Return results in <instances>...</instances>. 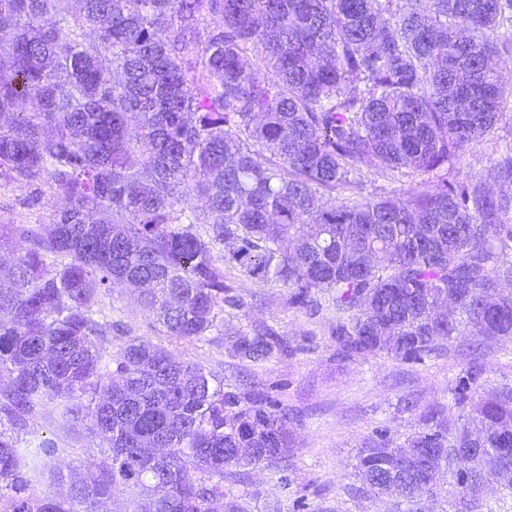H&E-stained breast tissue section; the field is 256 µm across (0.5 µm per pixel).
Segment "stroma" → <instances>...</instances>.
Returning a JSON list of instances; mask_svg holds the SVG:
<instances>
[{
	"mask_svg": "<svg viewBox=\"0 0 512 512\" xmlns=\"http://www.w3.org/2000/svg\"><path fill=\"white\" fill-rule=\"evenodd\" d=\"M26 198V190L0 187V223L42 224L61 204L49 194L35 206ZM224 282L245 306L225 309L223 333L194 343L166 336L133 295L114 287L104 300V312L116 329L104 345L114 353L128 336L143 337L220 375L225 390L254 391L288 410L295 442L287 464L245 467L239 477L224 481L225 492L248 501L252 512H393L394 498L360 493L353 469L360 449L385 436L403 441L435 408L445 419L457 421L449 389L474 350L482 351L485 364L476 397L512 384L510 342L482 344L477 337L461 336L419 361L381 354L353 362L337 352L331 335L336 323L333 307L312 312L291 304L290 291L282 283L251 280L231 266L224 269ZM259 324L275 329L288 350L258 365L242 364L231 345L237 333H250ZM22 437L58 444L60 455L47 461L52 468L71 459L97 461L104 456L100 441L86 431L66 432L40 417Z\"/></svg>",
	"mask_w": 512,
	"mask_h": 512,
	"instance_id": "35a3bbf8",
	"label": "stroma"
}]
</instances>
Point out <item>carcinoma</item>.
Masks as SVG:
<instances>
[{"mask_svg":"<svg viewBox=\"0 0 512 512\" xmlns=\"http://www.w3.org/2000/svg\"><path fill=\"white\" fill-rule=\"evenodd\" d=\"M71 2L0 0V186L63 201L43 235L0 224V512H111L119 490L128 512H248L224 478L287 461L292 422L261 394L140 336L103 347L114 284L189 341L242 308L229 264L313 311L330 294L348 359L420 360L467 332L512 342V145L496 193L455 171L512 100L491 66L512 51V0ZM365 168L422 180L368 199ZM283 349L268 326L232 345L251 363ZM482 374L452 388L464 424L429 417L361 449L358 491L388 494L392 476L406 501L472 512L490 466L512 497V387L476 399ZM46 413L109 451L66 462L64 494L37 490L55 442L17 436ZM431 453L452 487L421 479Z\"/></svg>","mask_w":512,"mask_h":512,"instance_id":"cac0c4a2","label":"carcinoma"}]
</instances>
